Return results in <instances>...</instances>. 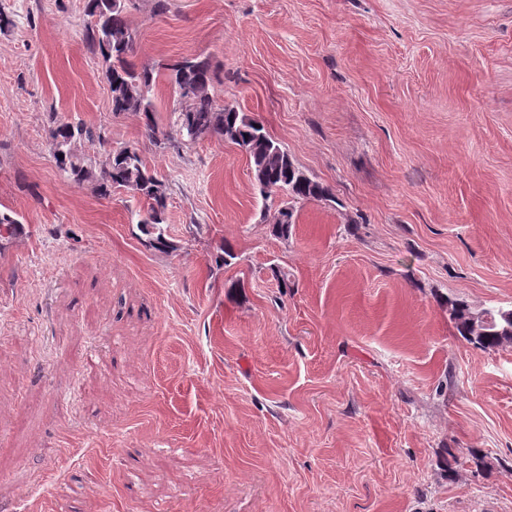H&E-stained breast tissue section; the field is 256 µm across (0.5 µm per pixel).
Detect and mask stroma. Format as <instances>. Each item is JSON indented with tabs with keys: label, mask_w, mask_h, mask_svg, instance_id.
I'll return each instance as SVG.
<instances>
[{
	"label": "stroma",
	"mask_w": 512,
	"mask_h": 512,
	"mask_svg": "<svg viewBox=\"0 0 512 512\" xmlns=\"http://www.w3.org/2000/svg\"><path fill=\"white\" fill-rule=\"evenodd\" d=\"M0 11V512H512V346L445 304L512 308V0H125L132 65L208 59L330 189L286 239L167 83L113 113L86 0ZM61 119L92 172L137 150L173 250L59 170ZM473 312L466 301L448 300L449 319L464 340L485 351L512 346V309H483L476 322L471 320ZM509 329L510 336L507 335Z\"/></svg>",
	"instance_id": "1"
}]
</instances>
